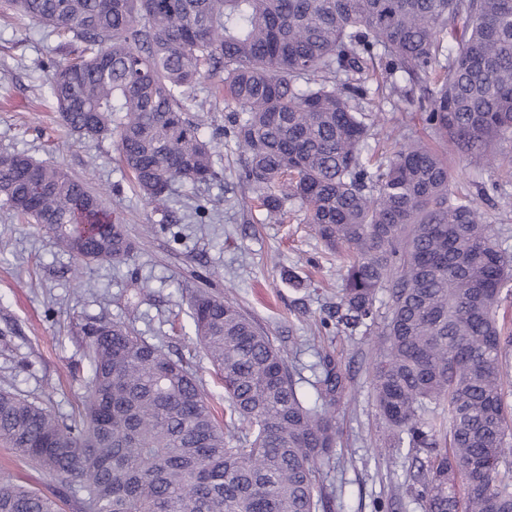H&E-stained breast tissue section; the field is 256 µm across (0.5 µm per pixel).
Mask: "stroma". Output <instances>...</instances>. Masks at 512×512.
I'll return each mask as SVG.
<instances>
[{"mask_svg": "<svg viewBox=\"0 0 512 512\" xmlns=\"http://www.w3.org/2000/svg\"><path fill=\"white\" fill-rule=\"evenodd\" d=\"M69 49L52 28L0 11V153L23 151L55 163L95 191L124 224L135 250L125 263L93 264L74 280L76 260L39 226L0 208V388L68 415L88 379L83 332L94 320L130 323L170 357L184 359L216 410L224 388L203 349L193 347L190 298L199 289L235 302L284 350L300 392L315 400L319 351L329 352L349 379L346 408L337 410L338 451L321 465L331 512H422L402 484L412 460L381 453L384 430L368 374L375 337L319 334L316 326L336 301V261L295 211L275 224L246 209L245 156L224 137V101L202 84V131L214 145L219 181L173 183L166 209L141 198L119 162L116 138L80 143L65 134L46 90L55 63ZM359 105L377 114L370 146L405 135L425 136L418 89L408 100L391 95L386 74L362 79ZM454 192L474 197L496 236L512 253V165L471 158L452 164ZM499 185L478 195L476 182ZM40 489L58 480L0 447V475Z\"/></svg>", "mask_w": 512, "mask_h": 512, "instance_id": "obj_1", "label": "stroma"}]
</instances>
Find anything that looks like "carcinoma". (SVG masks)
<instances>
[{"mask_svg":"<svg viewBox=\"0 0 512 512\" xmlns=\"http://www.w3.org/2000/svg\"><path fill=\"white\" fill-rule=\"evenodd\" d=\"M81 44L48 93L84 140L118 137L142 197L165 206L176 181L220 178L189 112L224 85V135L247 154L243 180L273 223L299 204L342 263L336 329L378 337L369 373L390 447L425 451L405 493L424 512H512V254L448 155L504 161L512 141V0H10ZM453 42H448V39ZM434 83L420 100L438 148L411 136L368 157L372 115L355 76ZM0 207L40 226L78 261L123 263L134 243L104 193L62 167L4 153ZM387 293L389 312L379 314ZM193 333L224 385V422L184 364L121 322H94L90 377L65 418L0 389V446L57 478L48 496L0 478V512H328L320 463L336 454L347 383L319 354V407L254 320L205 292ZM242 420L240 439L231 426Z\"/></svg>","mask_w":512,"mask_h":512,"instance_id":"cac0c4a2","label":"carcinoma"}]
</instances>
